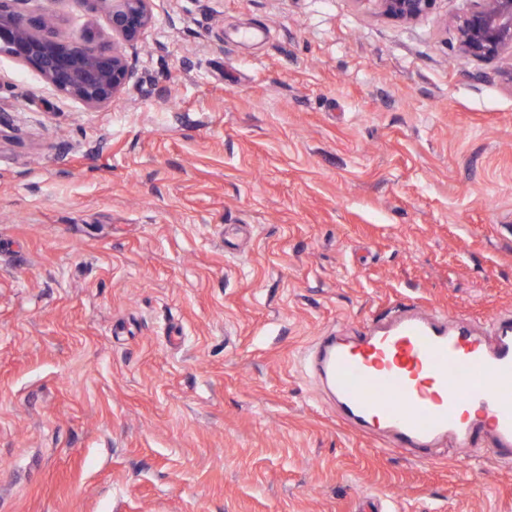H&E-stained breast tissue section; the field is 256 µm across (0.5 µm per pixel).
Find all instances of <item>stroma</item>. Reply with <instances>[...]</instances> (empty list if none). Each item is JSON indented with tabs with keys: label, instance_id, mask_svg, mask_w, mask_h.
I'll return each mask as SVG.
<instances>
[{
	"label": "stroma",
	"instance_id": "obj_1",
	"mask_svg": "<svg viewBox=\"0 0 512 512\" xmlns=\"http://www.w3.org/2000/svg\"><path fill=\"white\" fill-rule=\"evenodd\" d=\"M469 7L153 0L100 108L0 54V512H512V459L379 449L304 365L512 314V57L460 61ZM380 12L392 19L412 22L435 8L437 0H373Z\"/></svg>",
	"mask_w": 512,
	"mask_h": 512
}]
</instances>
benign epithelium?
Masks as SVG:
<instances>
[{"mask_svg":"<svg viewBox=\"0 0 512 512\" xmlns=\"http://www.w3.org/2000/svg\"><path fill=\"white\" fill-rule=\"evenodd\" d=\"M21 0H0V52L34 68L56 91L88 107L108 106L140 89L131 56L123 49L141 39L154 23L152 0H77L103 9L110 34L86 29L70 38L54 34L48 16H30ZM392 19L412 22L435 8L437 0H373ZM456 21L462 55L494 60L512 54V0H472Z\"/></svg>","mask_w":512,"mask_h":512,"instance_id":"1","label":"benign epithelium"}]
</instances>
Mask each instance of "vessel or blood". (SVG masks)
I'll return each mask as SVG.
<instances>
[{"mask_svg": "<svg viewBox=\"0 0 512 512\" xmlns=\"http://www.w3.org/2000/svg\"><path fill=\"white\" fill-rule=\"evenodd\" d=\"M338 416L382 447L512 458V317L491 328L405 309L308 355Z\"/></svg>", "mask_w": 512, "mask_h": 512, "instance_id": "1", "label": "vessel or blood"}]
</instances>
